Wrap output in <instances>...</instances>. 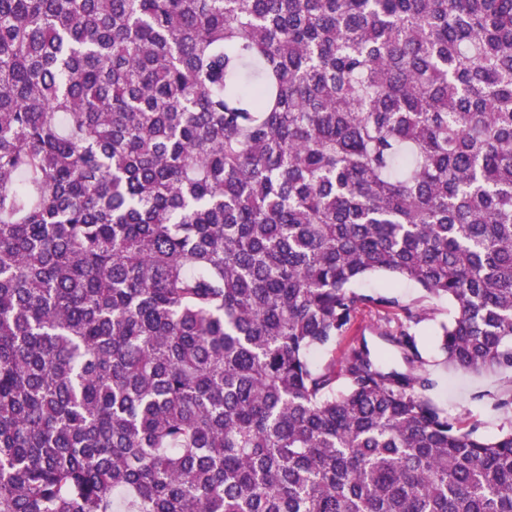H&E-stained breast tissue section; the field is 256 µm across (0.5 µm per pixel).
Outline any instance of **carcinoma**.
I'll return each instance as SVG.
<instances>
[{
    "mask_svg": "<svg viewBox=\"0 0 512 512\" xmlns=\"http://www.w3.org/2000/svg\"><path fill=\"white\" fill-rule=\"evenodd\" d=\"M512 0H0V512H512ZM354 288L371 295L397 297L401 303L418 306L426 320L412 328V334L424 360V368L435 387L431 400L448 411V416L479 426V434L491 439L512 428V407L499 406L505 394L512 393V370L495 368L477 373H462L448 366L437 348L436 332L442 322L455 314L447 300L430 298L414 282L386 272L364 276ZM394 313L395 311L393 310L376 308L364 309L358 314L347 336L339 338L336 340V343L331 344L325 349L315 350L311 354L312 363L318 368H324L332 363L338 365L353 336H366L369 344L373 348L387 355L392 368L403 371L405 366L399 354L379 337L380 332L385 330L386 327L395 325L393 320L395 317ZM388 319H392L390 324L387 323Z\"/></svg>",
    "mask_w": 512,
    "mask_h": 512,
    "instance_id": "1",
    "label": "carcinoma"
}]
</instances>
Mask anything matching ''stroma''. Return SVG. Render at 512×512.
I'll use <instances>...</instances> for the list:
<instances>
[{"label":"stroma","mask_w":512,"mask_h":512,"mask_svg":"<svg viewBox=\"0 0 512 512\" xmlns=\"http://www.w3.org/2000/svg\"><path fill=\"white\" fill-rule=\"evenodd\" d=\"M356 289L371 295L397 297L401 303L424 309L426 319L413 327L424 368L435 383L430 391L431 400L447 410L449 417L477 424L482 437L491 439L512 429V407L501 405L504 395L512 393V370L495 368L477 373H463L448 366L437 347L436 332L440 323L453 317L455 309L445 300L430 298L414 282L386 272H375L364 276L355 284ZM390 310L367 308L361 311L349 337L337 339L327 348L315 350L312 363L319 368L340 362L349 343L350 336L366 337L369 344L384 352L392 368L403 369L399 354L380 337L388 319L393 318Z\"/></svg>","instance_id":"1"}]
</instances>
